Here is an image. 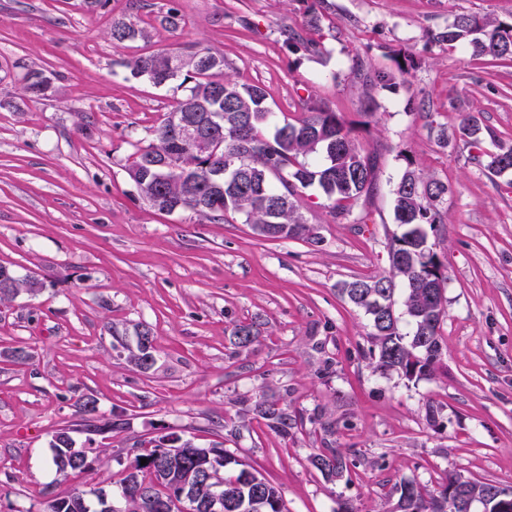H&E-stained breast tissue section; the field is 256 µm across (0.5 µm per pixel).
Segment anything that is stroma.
Segmentation results:
<instances>
[{
    "instance_id": "obj_1",
    "label": "stroma",
    "mask_w": 512,
    "mask_h": 512,
    "mask_svg": "<svg viewBox=\"0 0 512 512\" xmlns=\"http://www.w3.org/2000/svg\"><path fill=\"white\" fill-rule=\"evenodd\" d=\"M314 2L0 0V266L44 281L37 295L0 304V485L11 491L0 512L38 506L50 483L65 493L117 481L121 449L173 432L202 448L223 442L280 489L287 512L345 502L388 512L394 483L433 487L452 472L512 488V182L471 163L459 138L437 139L458 104L512 144V62L429 42L461 12L511 21L512 0H328L321 52L289 49L285 30H304ZM173 5L182 22L168 30ZM116 18L152 39L114 44ZM191 45L223 53L232 78L263 87L278 118L309 97L352 122L377 158L358 223L334 222L313 187L299 210L322 238L316 247L257 236L237 213H165L141 197L132 155L181 93L131 77L123 62ZM404 56L415 60L406 83L377 91L378 110L363 113L366 87L350 67L392 68ZM26 68L55 74L45 96L23 91ZM408 157L448 183L446 221L429 235L448 268V351L418 382L373 368L370 321L338 291L388 273L391 190ZM245 317L261 336L238 356L228 336ZM141 323L154 333L147 370L127 360ZM16 347L31 353L28 365L12 360ZM273 392L306 418L320 407L339 422L337 444L358 459L349 479L328 483L310 464L319 426L284 438L244 419L243 401ZM84 394L128 426L76 434L101 461L57 483L45 467L50 441ZM431 400L443 406L434 424Z\"/></svg>"
}]
</instances>
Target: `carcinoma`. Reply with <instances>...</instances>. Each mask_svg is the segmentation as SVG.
I'll return each instance as SVG.
<instances>
[{
	"instance_id": "cac0c4a2",
	"label": "carcinoma",
	"mask_w": 512,
	"mask_h": 512,
	"mask_svg": "<svg viewBox=\"0 0 512 512\" xmlns=\"http://www.w3.org/2000/svg\"><path fill=\"white\" fill-rule=\"evenodd\" d=\"M151 32L137 29L123 19L112 20V42L121 44ZM291 48L320 51V43L295 31L288 33ZM434 44L465 46L474 57L512 61V22L497 21L473 13H461L444 29L431 34ZM172 52L160 50L129 59L125 68L134 78H145L155 86L174 81L182 89L175 106L152 130L153 142L139 148L128 167V174L140 195L154 208L172 213L190 210L205 216L241 214L260 236L277 240H302L312 246L322 242L314 228L306 224L298 201L305 189L317 188L331 202V215L337 222L349 220L355 203L371 194L376 186V157L365 153L352 137V128L330 106L309 100L301 112L279 124L267 104L265 90L244 85L226 74L224 54L211 53L203 58L195 51L180 53V64L172 67ZM407 69H380L363 75L368 88L390 89L403 80ZM46 73L27 68L21 77L23 90L42 94L49 89ZM197 121L209 126L224 142V162L234 163L236 176L218 174L215 164L200 156L194 148L174 135L182 121ZM456 131L470 148V160L481 169L497 175L512 173V144L493 141L488 148L479 118L472 112L456 115ZM448 194V183L425 178L412 161L393 186L394 217L401 232L390 237L387 275H369L345 281L339 291L370 319L372 347L369 356L375 368L395 372L409 381L432 377L445 348L440 333L445 316L447 267L428 243L427 229L445 223L439 209ZM404 287L403 314L410 319L412 331L400 329L396 312L397 286ZM42 282L20 279L0 266V302L14 298L20 291L37 292ZM261 330L253 320L237 321L229 338L236 353L248 352L256 344ZM137 347L129 351L136 366L149 369L153 361H143L142 345L154 342L147 324L137 326ZM260 419L275 434L286 437L303 416L290 410L279 396L256 402L246 410ZM76 426L87 433L122 432L127 426L123 415H99L97 400L87 396L77 403ZM311 421L320 422L324 432L322 447L311 456L312 466L324 479H343L357 466L356 452L336 446L335 421L321 420L314 413ZM72 429L61 428L50 442L52 455L46 467L58 477L79 476L93 471L89 464L100 460L95 448H77ZM147 463H141L142 459ZM124 477L119 484L132 491L129 499L105 507L110 493L90 486L74 495L54 492L48 484L41 512H163L161 499L171 491L189 486L191 500L186 512H212L214 484L221 485V512H282L283 499L277 486L261 473L239 460L224 444L199 448L183 441L172 453L150 439L139 443L126 455ZM462 475L448 478L433 488L415 482L395 484L386 497L395 500L390 512H459L448 505V489L466 485L468 493L483 499L479 512H512L500 508V500L486 493L494 489L490 481L461 482Z\"/></svg>"
}]
</instances>
